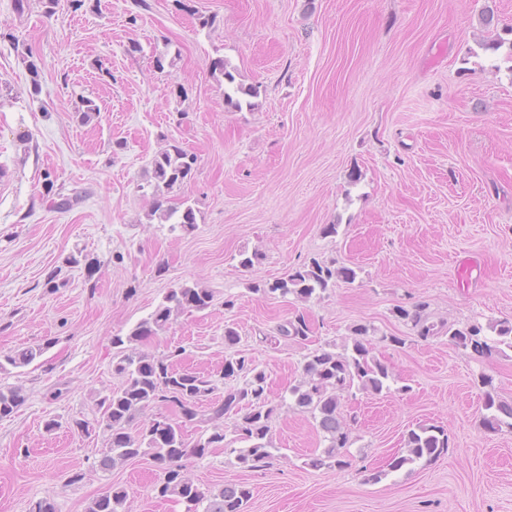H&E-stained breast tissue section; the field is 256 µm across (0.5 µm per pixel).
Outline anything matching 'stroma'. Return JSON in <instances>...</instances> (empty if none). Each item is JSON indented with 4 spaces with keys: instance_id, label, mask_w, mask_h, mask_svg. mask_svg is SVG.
<instances>
[{
    "instance_id": "35a3bbf8",
    "label": "stroma",
    "mask_w": 512,
    "mask_h": 512,
    "mask_svg": "<svg viewBox=\"0 0 512 512\" xmlns=\"http://www.w3.org/2000/svg\"><path fill=\"white\" fill-rule=\"evenodd\" d=\"M488 9L512 25V0H0V353L47 347L0 371L25 397L0 418V512L48 495L84 512L111 485L130 512H185L158 498L149 456L101 472L105 433L74 425L122 384L113 336L183 283L211 306L139 351L220 389L225 360L245 357L276 407L271 464L214 447L187 464L200 489L246 485L247 512H512V430L483 428L480 382L512 402V348L479 357L396 313L512 319V48L484 49ZM217 58L258 88L251 106L225 105ZM175 146L192 174L155 190L152 159ZM184 203L189 231L154 212ZM314 259L356 278L307 300L259 293ZM298 314L308 340L279 336ZM358 324L391 377L343 395L348 465L315 469L326 443L290 390L309 352L342 351ZM420 425L442 427L447 451L387 471ZM426 310V304L419 303L413 306L412 309L399 307L396 309V313L401 319L411 323L412 327L417 330L419 337L428 339L429 337H434L439 332L435 324L429 322V315ZM46 348L44 345L28 346L11 354L4 355L3 361L13 368L26 367L40 358Z\"/></svg>"
}]
</instances>
